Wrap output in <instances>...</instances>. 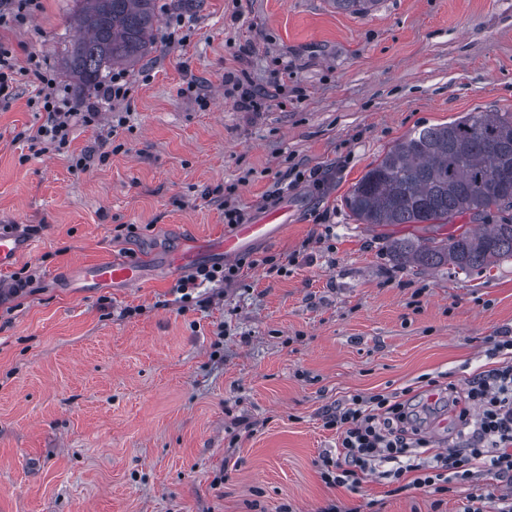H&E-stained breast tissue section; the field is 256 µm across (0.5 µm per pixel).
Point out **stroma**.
Returning a JSON list of instances; mask_svg holds the SVG:
<instances>
[{"label": "stroma", "instance_id": "obj_1", "mask_svg": "<svg viewBox=\"0 0 512 512\" xmlns=\"http://www.w3.org/2000/svg\"><path fill=\"white\" fill-rule=\"evenodd\" d=\"M75 0H44L0 31L18 61L38 54L70 107L64 58ZM188 46L155 41L127 67L126 122L75 125L71 148L106 153L75 174L22 130L43 114L18 86L0 106V226H38L23 264L31 292L0 298V512H459L503 493L489 472L435 504L369 478L330 487L318 459L336 444L323 412L350 395L463 384L483 370L485 338L512 332V259L470 274L397 264L390 242L446 236L422 224L371 229L344 204L394 141L470 112H512V0H381L361 17L330 0H175ZM276 87L278 105L240 112L224 75ZM312 182L281 183L288 170ZM233 187L249 223L282 228L247 256L297 255L286 274L249 270L191 304L164 259L224 235L206 192ZM134 225L127 233L126 225ZM142 263L140 287H86L78 269Z\"/></svg>", "mask_w": 512, "mask_h": 512}]
</instances>
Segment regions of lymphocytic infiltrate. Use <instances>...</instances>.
Returning a JSON list of instances; mask_svg holds the SVG:
<instances>
[{
  "instance_id": "1",
  "label": "lymphocytic infiltrate",
  "mask_w": 512,
  "mask_h": 512,
  "mask_svg": "<svg viewBox=\"0 0 512 512\" xmlns=\"http://www.w3.org/2000/svg\"><path fill=\"white\" fill-rule=\"evenodd\" d=\"M33 77L35 88L28 100L32 110L45 113L46 121L30 141L42 152L67 153L73 172L86 171L93 160L91 152H73L69 146L74 123L94 125L101 114L97 105L82 112L64 108L58 83L44 70L37 57L19 65L12 51L0 45V99L10 100L20 78ZM265 265L268 272H282L273 259L257 261L241 258L230 264L214 263L195 268L175 286L182 301L206 284H231L245 269ZM487 354L494 359L488 367L467 381L464 404L458 411V442L445 452H430L429 439L422 435L420 418L411 399L397 393L355 394L347 403L327 409L324 425L335 430V452L321 456L320 477L331 487L359 489L369 476L398 484L413 485L437 494L452 485L472 481L477 469L493 471L501 481L512 484V336H492Z\"/></svg>"
}]
</instances>
